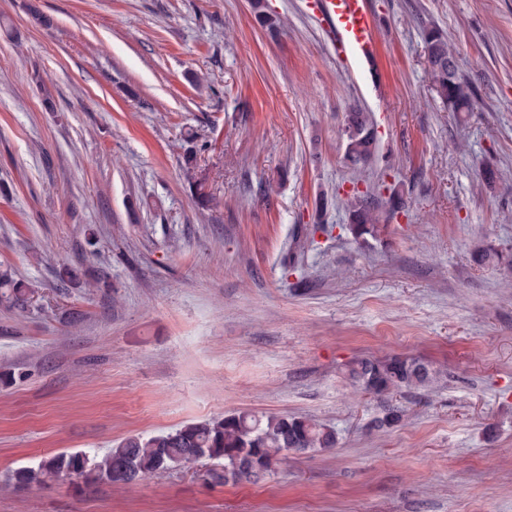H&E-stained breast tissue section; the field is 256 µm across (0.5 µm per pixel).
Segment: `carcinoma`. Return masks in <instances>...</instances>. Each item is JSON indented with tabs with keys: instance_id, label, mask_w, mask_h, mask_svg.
Segmentation results:
<instances>
[{
	"instance_id": "cac0c4a2",
	"label": "carcinoma",
	"mask_w": 512,
	"mask_h": 512,
	"mask_svg": "<svg viewBox=\"0 0 512 512\" xmlns=\"http://www.w3.org/2000/svg\"><path fill=\"white\" fill-rule=\"evenodd\" d=\"M423 40L430 62L429 77L438 97L451 112L458 115L471 112L476 91L460 77L458 69L448 70V61H457L448 38L432 27L424 31ZM346 118L352 131H343L344 162L358 169L374 155L377 138L372 135L373 121L369 113L354 108ZM344 204L353 222L345 230L355 240L380 237L387 229L381 223L382 211L394 214L405 208L404 199L396 191L377 204L356 187L346 194ZM474 258L478 263L512 264V255L492 247L478 249ZM0 299L24 309L31 297L20 281L5 272L0 275ZM344 375L360 392L382 397L402 390L426 389L436 382L439 372L416 358H358L344 365ZM337 442L335 429L307 416L236 411L149 436L126 437L102 456L83 451L58 452L42 458L35 467L14 471L11 480L20 487L47 485L64 478L80 479L87 485H133L148 474L207 459L229 471V477L224 479L226 483H256V471L262 470L267 476L290 454L334 448ZM243 452L252 457V465L247 468L238 465Z\"/></svg>"
}]
</instances>
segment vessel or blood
I'll list each match as a JSON object with an SVG mask.
<instances>
[{
    "label": "vessel or blood",
    "mask_w": 512,
    "mask_h": 512,
    "mask_svg": "<svg viewBox=\"0 0 512 512\" xmlns=\"http://www.w3.org/2000/svg\"><path fill=\"white\" fill-rule=\"evenodd\" d=\"M309 7L337 58L355 63L374 57L375 21L367 0H309Z\"/></svg>",
    "instance_id": "b4317fda"
}]
</instances>
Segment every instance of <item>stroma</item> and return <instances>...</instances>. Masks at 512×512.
I'll return each instance as SVG.
<instances>
[{
  "instance_id": "35a3bbf8",
  "label": "stroma",
  "mask_w": 512,
  "mask_h": 512,
  "mask_svg": "<svg viewBox=\"0 0 512 512\" xmlns=\"http://www.w3.org/2000/svg\"><path fill=\"white\" fill-rule=\"evenodd\" d=\"M266 5L277 32L252 0H0V268L32 298L0 303V512H512V266L473 260L512 250V0H368L377 55L348 67L306 0ZM429 27L477 90L465 119ZM357 104L361 173L339 135ZM355 184L404 192L385 236L347 233ZM392 356L437 388L353 395L343 365ZM245 410L339 443L255 484L208 461L131 489L8 482ZM423 40L430 62L429 77L438 97L457 115L472 112L476 91L471 83L460 77L457 56L448 38L441 30L432 27L424 31ZM448 60L455 63L452 71H448L452 67ZM350 122L351 133L343 129L346 141L344 162L353 169L365 165L374 155L377 148V137L372 135L373 121L369 113L354 108L347 113L346 119Z\"/></svg>"
}]
</instances>
